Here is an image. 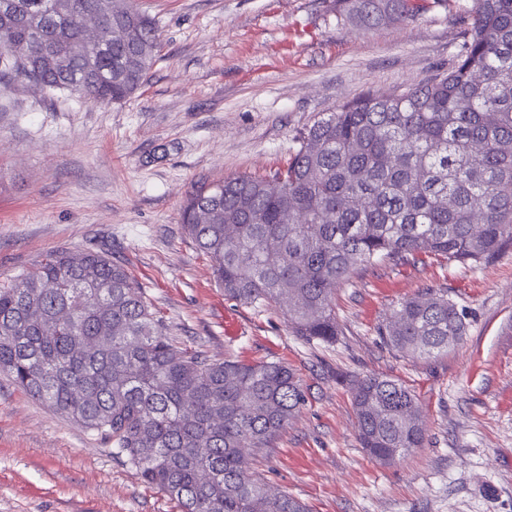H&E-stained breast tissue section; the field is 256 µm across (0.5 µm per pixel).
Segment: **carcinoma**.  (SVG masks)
<instances>
[{
    "label": "carcinoma",
    "instance_id": "carcinoma-1",
    "mask_svg": "<svg viewBox=\"0 0 512 512\" xmlns=\"http://www.w3.org/2000/svg\"><path fill=\"white\" fill-rule=\"evenodd\" d=\"M0 0V79L120 104L162 57L153 20L112 0L132 41H86L104 0ZM340 21L371 27L415 17L414 0H336ZM454 62L389 95L363 93L296 138L287 164L203 186L183 230L207 255L224 295L283 308L295 335L334 342V294L359 271L419 254L477 267L512 244V0L464 8ZM65 54L47 69L19 50ZM379 334L413 359L462 342L456 304L430 290L398 304ZM0 373L112 443L136 476L181 512H307L245 467L306 404L279 362L215 360L176 345L127 270L102 251H57L0 287ZM358 440L372 457L425 442L415 395L378 375L352 381Z\"/></svg>",
    "mask_w": 512,
    "mask_h": 512
}]
</instances>
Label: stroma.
<instances>
[{"label": "stroma", "mask_w": 512, "mask_h": 512, "mask_svg": "<svg viewBox=\"0 0 512 512\" xmlns=\"http://www.w3.org/2000/svg\"><path fill=\"white\" fill-rule=\"evenodd\" d=\"M164 55L142 90L102 106L0 81V286L48 254L94 249L126 266L178 346L210 358L283 362L307 403L253 462L309 512H512V246L478 267L424 255L380 262L336 291L341 334L294 336L272 307L224 295L184 234L200 186L267 174L297 135L353 97L446 69L461 5L421 0L414 18L358 30L335 0H135ZM443 289L461 344L414 361L380 327L399 302ZM232 313L242 334H224ZM378 374L417 397L425 445L391 464L358 442L349 382ZM0 512H180L107 440L0 375Z\"/></svg>", "instance_id": "stroma-1"}]
</instances>
